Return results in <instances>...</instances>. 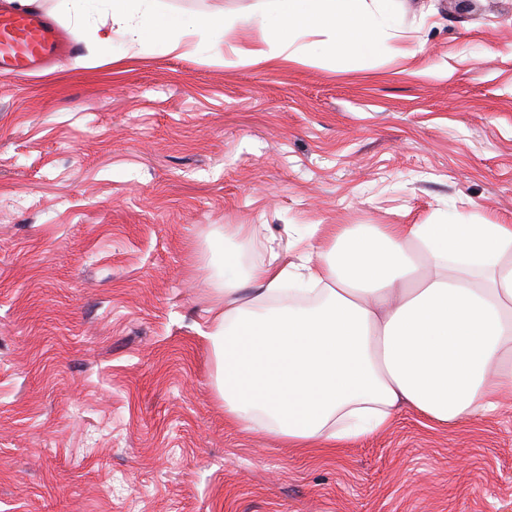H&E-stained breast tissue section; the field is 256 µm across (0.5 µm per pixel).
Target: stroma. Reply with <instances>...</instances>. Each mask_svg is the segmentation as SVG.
<instances>
[{
    "mask_svg": "<svg viewBox=\"0 0 512 512\" xmlns=\"http://www.w3.org/2000/svg\"><path fill=\"white\" fill-rule=\"evenodd\" d=\"M398 0L381 50L226 65L238 28L0 75V512H512V401L333 454L224 417L204 334L239 224H512V0ZM73 32L110 22L35 0ZM264 0H161L248 22Z\"/></svg>",
    "mask_w": 512,
    "mask_h": 512,
    "instance_id": "1",
    "label": "stroma"
}]
</instances>
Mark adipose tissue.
Here are the masks:
<instances>
[{
	"label": "adipose tissue",
	"instance_id": "ef3b65f1",
	"mask_svg": "<svg viewBox=\"0 0 512 512\" xmlns=\"http://www.w3.org/2000/svg\"><path fill=\"white\" fill-rule=\"evenodd\" d=\"M129 33L181 30L153 0H110ZM269 49L297 60L306 31L326 51L376 52L391 0H270ZM224 254L206 338L224 416L294 448L387 429L410 407L452 427L512 398V225L315 224L245 274Z\"/></svg>",
	"mask_w": 512,
	"mask_h": 512
}]
</instances>
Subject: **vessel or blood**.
Here are the masks:
<instances>
[{"instance_id":"1","label":"vessel or blood","mask_w":512,"mask_h":512,"mask_svg":"<svg viewBox=\"0 0 512 512\" xmlns=\"http://www.w3.org/2000/svg\"><path fill=\"white\" fill-rule=\"evenodd\" d=\"M77 38L47 12L0 6V70L25 74L71 57Z\"/></svg>"}]
</instances>
